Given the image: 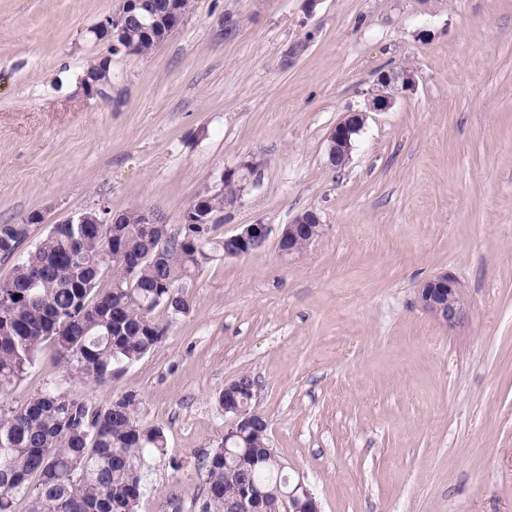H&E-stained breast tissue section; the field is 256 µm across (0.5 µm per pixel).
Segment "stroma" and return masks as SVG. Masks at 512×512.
Here are the masks:
<instances>
[{"label":"stroma","instance_id":"stroma-1","mask_svg":"<svg viewBox=\"0 0 512 512\" xmlns=\"http://www.w3.org/2000/svg\"><path fill=\"white\" fill-rule=\"evenodd\" d=\"M119 6L0 0V224L42 217L20 252L102 204L158 208L178 232L229 168L243 189L219 235L310 209L324 230L287 259L271 240L215 254L181 283L190 313L112 379L72 378L46 343L0 401L135 392L167 438L140 461L137 512H172L171 490L196 512L218 396L247 373L321 512H512V0H195L147 56L89 39ZM107 55L112 85L88 94ZM400 67L414 91L369 111ZM349 112L367 118L338 169L327 137ZM445 271L470 307L452 329L418 298Z\"/></svg>","mask_w":512,"mask_h":512}]
</instances>
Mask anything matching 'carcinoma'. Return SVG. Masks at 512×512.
I'll list each match as a JSON object with an SVG mask.
<instances>
[{"label": "carcinoma", "instance_id": "carcinoma-1", "mask_svg": "<svg viewBox=\"0 0 512 512\" xmlns=\"http://www.w3.org/2000/svg\"><path fill=\"white\" fill-rule=\"evenodd\" d=\"M162 14L153 36L135 21L126 27L132 53H151L169 36L165 13L170 0H152ZM112 73L101 60L91 61L83 77L103 88ZM238 184L224 182L220 192L198 196L195 207L224 214ZM218 223L192 229L204 251H224L215 235ZM28 237L23 224H0V256L17 258L13 276L0 282V394L13 389L32 367L40 347L54 345L67 371L81 380L103 382L140 360L167 335L178 317L190 312L177 283L202 266L196 246L147 233L142 224L125 225L123 246H112L105 224H54L33 250L17 255ZM112 264V281L126 268L138 287L114 285L93 296L101 268ZM164 307L165 322L154 312ZM232 394L219 404L239 410L242 427L209 454L197 512H233L251 501L254 512L265 502L288 497L295 486L286 466L269 450L267 420L255 419L257 389L249 374L236 378ZM161 427L137 418V395L128 392L104 407L48 389L19 408L0 406V512H15V497L29 500L28 512H136L145 493L139 467L143 451L166 453ZM38 475V483L29 478Z\"/></svg>", "mask_w": 512, "mask_h": 512}]
</instances>
